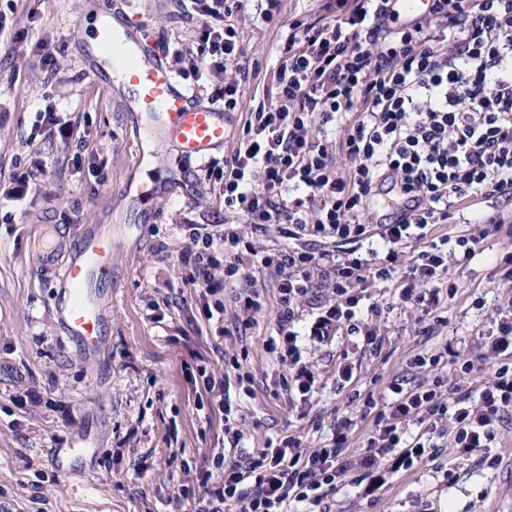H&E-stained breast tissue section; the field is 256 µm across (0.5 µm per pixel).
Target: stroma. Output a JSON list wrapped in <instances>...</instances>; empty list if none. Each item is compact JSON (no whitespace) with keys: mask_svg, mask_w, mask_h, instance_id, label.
<instances>
[{"mask_svg":"<svg viewBox=\"0 0 512 512\" xmlns=\"http://www.w3.org/2000/svg\"><path fill=\"white\" fill-rule=\"evenodd\" d=\"M111 2L119 25L145 27L178 81L202 101H223L225 82L239 81L237 119L228 145L207 159L185 160L170 147L137 158L136 118L122 105L123 90L90 86L85 45L66 39L81 18L79 0H0V16L11 23L0 32V512H193L190 477L227 440L213 394L184 369L193 362L230 381L241 451L289 437L320 448L338 421L354 420L350 465L329 512H512V412L495 432L493 467L480 450L461 457L447 436L418 466L365 465L371 422L362 416L364 400H383L395 381H437L451 397L458 355L472 360L474 384L487 381L480 342L497 313L512 308V285L498 269L512 238L490 234L482 252L450 264L429 313L401 300L399 281L368 285L360 315L383 339L377 353L359 333L311 336L318 306L335 297L318 287L302 298L295 330L301 363L315 377L305 400L284 388L291 371L267 351L276 275L256 255L278 247L279 233L246 236L253 250L243 253L242 267L267 303L247 326L230 305L218 318L204 317L205 283L183 260L189 227L211 234L246 227L224 207V161L244 136L248 112L275 100L273 66L290 26L328 17L329 0H246L231 17L236 57L215 77L191 68L208 17L181 18L177 0ZM48 110L57 119L53 135L32 137ZM156 165L167 193L138 198L136 186ZM476 220L512 225V195L469 197L433 234L462 235ZM32 224L112 235V317L94 366L73 355L52 317L57 282L32 272ZM432 354L438 365L411 368L414 356Z\"/></svg>","mask_w":512,"mask_h":512,"instance_id":"stroma-1","label":"stroma"}]
</instances>
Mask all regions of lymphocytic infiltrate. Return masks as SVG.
Returning a JSON list of instances; mask_svg holds the SVG:
<instances>
[{
    "mask_svg": "<svg viewBox=\"0 0 512 512\" xmlns=\"http://www.w3.org/2000/svg\"><path fill=\"white\" fill-rule=\"evenodd\" d=\"M193 2L212 19L201 34L203 52L216 73L226 72L239 38L230 18L242 0ZM399 2L336 0L334 16L289 34L274 74L276 102L249 112L245 136L224 164L225 208L287 241L260 260L278 278L277 338L269 350L295 366L304 397L314 377L299 365L291 326L314 278L336 296L316 327L324 336L355 318L363 285L378 280L400 279L404 302L436 305L432 283L447 272L449 252L428 241L432 228L470 195L512 194V0H427L425 11L406 16ZM343 118L338 147L314 137L316 121ZM339 154L347 169L339 168ZM385 189L396 194V216L363 222L365 205ZM190 236L185 261L206 279L223 267L239 319L254 320L265 305L256 288L241 283L238 229ZM375 236L389 246L379 267L358 253ZM411 238L427 245L406 264L399 247ZM511 349L512 309L492 322L484 343L491 377L478 391L463 386L447 400L437 386L406 390L395 382L393 401L366 398L375 427L370 460L394 456L414 465L433 454L430 436L443 428L462 453L489 447L512 410ZM409 421L424 426V435L407 437ZM350 426L342 421L321 448L290 438L255 455L212 452L211 468L194 476L201 489L195 512L322 507L347 469Z\"/></svg>",
    "mask_w": 512,
    "mask_h": 512,
    "instance_id": "1",
    "label": "lymphocytic infiltrate"
}]
</instances>
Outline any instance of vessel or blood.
<instances>
[{
	"label": "vessel or blood",
	"instance_id": "obj_1",
	"mask_svg": "<svg viewBox=\"0 0 512 512\" xmlns=\"http://www.w3.org/2000/svg\"><path fill=\"white\" fill-rule=\"evenodd\" d=\"M112 15L98 18L97 50L114 54L119 75L134 92L132 104L146 122L136 130L137 142L168 145L182 158L202 160L224 147L232 115L223 105L205 103L177 82L152 37L143 29L126 31L116 39ZM30 239L37 256L38 275H56L60 297L54 315L75 355L95 363L112 297L102 288L112 277V237L80 231L74 239L59 237L51 225L33 224Z\"/></svg>",
	"mask_w": 512,
	"mask_h": 512
}]
</instances>
